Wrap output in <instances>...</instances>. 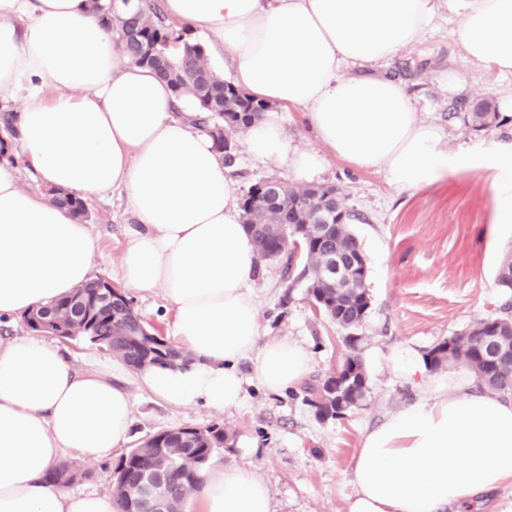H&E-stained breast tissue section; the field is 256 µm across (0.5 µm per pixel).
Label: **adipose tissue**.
Masks as SVG:
<instances>
[{
	"label": "adipose tissue",
	"instance_id": "ef3b65f1",
	"mask_svg": "<svg viewBox=\"0 0 512 512\" xmlns=\"http://www.w3.org/2000/svg\"><path fill=\"white\" fill-rule=\"evenodd\" d=\"M467 58L512 74V0H448ZM167 14L210 36L234 85L270 104L247 128L258 160L312 180L322 157L283 133L280 110L304 109L320 143L403 189L466 168L442 131L419 118L401 82L379 73L432 24L434 0H165ZM25 30H18V22ZM19 99L0 136V321L94 280L98 243L51 202L122 189L138 221L119 264L123 287L162 291L171 332L194 361L141 378L179 405L236 406L250 359L263 387L298 383L312 356L282 337L260 342L252 288L259 261L222 155L152 69L123 53L89 0H0V101ZM40 188L25 189L19 168ZM367 430L352 460L346 512H459L512 482V398L455 371ZM128 391L107 370L77 369L43 337L0 334V512H117L112 494H70L47 480L67 454L105 460L129 440ZM198 512H272L267 485L241 465L204 476Z\"/></svg>",
	"mask_w": 512,
	"mask_h": 512
}]
</instances>
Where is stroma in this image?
I'll use <instances>...</instances> for the list:
<instances>
[{
	"instance_id": "1",
	"label": "stroma",
	"mask_w": 512,
	"mask_h": 512,
	"mask_svg": "<svg viewBox=\"0 0 512 512\" xmlns=\"http://www.w3.org/2000/svg\"><path fill=\"white\" fill-rule=\"evenodd\" d=\"M457 25V16L442 2L431 30L399 53L386 71L415 96L421 118L443 129L449 148L462 145L478 152L492 147L506 166L498 172L475 166L407 190L383 172L356 170L328 152L316 178L343 188L346 206L358 215L352 230L368 261L371 307L359 330L370 390L364 407L336 420L316 418L303 386L336 370L345 351L344 334L314 310L303 289H289L283 262L262 261L254 276L260 339L285 336L311 352L303 385L270 393L256 380L253 360L244 359L236 366L244 387L240 405L221 412L202 402L177 406L152 394L138 373L107 352L80 340L62 344L77 368L111 367L113 379L128 389L130 444L167 428L219 423L232 439L217 463L252 467L270 491L273 512H345V499L353 491L351 462L364 431L424 391L396 377L390 354L411 350L427 355L444 338L502 315L506 299L497 275L503 256L512 251V215L499 211L498 203L512 186V76L492 74L465 59L454 37ZM449 68L460 76L452 92L437 80ZM468 94L493 98L502 124L472 131L462 120L449 118L452 101ZM233 142L237 196L269 180L296 183L290 168L253 159L244 133L235 134ZM86 202L88 226L99 245L95 274L107 279L136 224L123 192L90 196ZM65 461L85 473L69 484V491L111 490L115 459L87 462L71 454Z\"/></svg>"
}]
</instances>
